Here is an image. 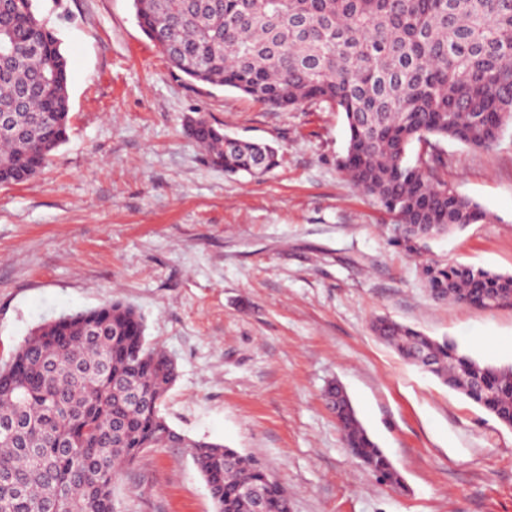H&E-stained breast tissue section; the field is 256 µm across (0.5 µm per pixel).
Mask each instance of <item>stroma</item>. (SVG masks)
Masks as SVG:
<instances>
[{
	"label": "stroma",
	"mask_w": 512,
	"mask_h": 512,
	"mask_svg": "<svg viewBox=\"0 0 512 512\" xmlns=\"http://www.w3.org/2000/svg\"><path fill=\"white\" fill-rule=\"evenodd\" d=\"M68 59V141L37 177L0 187V363L59 315L121 298L177 362L163 413L192 439L252 456L292 512H512V428L397 355L385 316L494 365L512 363V305L435 300L427 261L512 275V129L442 148L449 187L488 213L420 256L336 167L342 113L272 110L175 78L132 0H38ZM201 113L278 148L266 176L229 177L183 132ZM339 383L400 471L383 482L345 448ZM119 512H214L181 448H149L114 488Z\"/></svg>",
	"instance_id": "obj_1"
}]
</instances>
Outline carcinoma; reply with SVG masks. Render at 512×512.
I'll return each instance as SVG.
<instances>
[{
    "label": "carcinoma",
    "mask_w": 512,
    "mask_h": 512,
    "mask_svg": "<svg viewBox=\"0 0 512 512\" xmlns=\"http://www.w3.org/2000/svg\"><path fill=\"white\" fill-rule=\"evenodd\" d=\"M37 0H0V185L35 177L66 142L68 61L39 17ZM137 23L164 36L171 71L191 83L237 90L272 108L305 102L344 114L349 141L337 166L402 226L412 252L444 225L484 223L487 212L443 179L440 145L473 150L512 125V0H137ZM185 135L207 162L252 177L278 166V150L228 139L203 115ZM424 147L415 162L410 147ZM427 288L442 299L493 308L512 303V275L456 262L428 263ZM99 327L96 334L92 327ZM376 336L512 428V366L484 364L447 337L435 339L386 317ZM178 376L148 343L141 314L113 299L44 322L0 364V512H117L113 490L146 448L195 451L215 512H254L242 484L263 491V512H290L266 468L232 448L191 440L161 413ZM353 457L391 485L401 475L336 386L326 392Z\"/></svg>",
    "instance_id": "cac0c4a2"
}]
</instances>
